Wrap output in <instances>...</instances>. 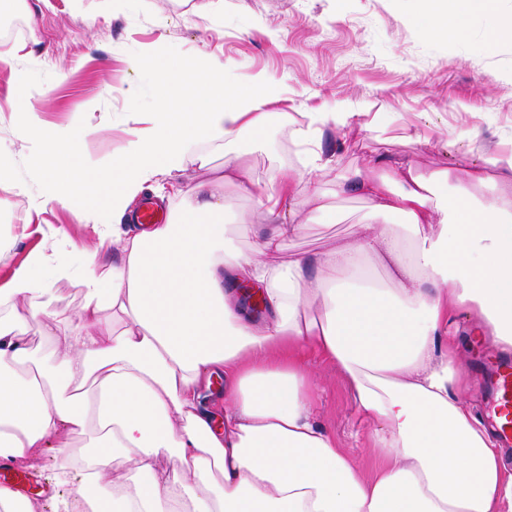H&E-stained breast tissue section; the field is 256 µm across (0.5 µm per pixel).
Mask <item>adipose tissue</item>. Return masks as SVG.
Here are the masks:
<instances>
[{
    "label": "adipose tissue",
    "instance_id": "obj_1",
    "mask_svg": "<svg viewBox=\"0 0 512 512\" xmlns=\"http://www.w3.org/2000/svg\"><path fill=\"white\" fill-rule=\"evenodd\" d=\"M416 2L426 34L444 38L491 0ZM156 57L148 49L138 61L158 74L153 110L123 156L102 166L80 154L84 113L46 129L40 93L19 84L47 188L29 208L80 195L111 211L99 233L116 256H89L76 272L36 252L0 286V458L33 468L56 449L50 502L0 485V512H512V470L459 387L468 346L446 339L467 311L470 344L512 348V141L460 176L368 159L336 188L368 202L369 223L327 253L275 263L285 239L336 217L317 186L336 160L322 133L352 127L355 115L309 112L293 126L302 168L270 181L194 155L254 198L258 219L225 223L224 197L206 180L189 188L177 219L132 232L122 224L130 199L180 170L191 144L259 136L280 119L266 109L268 80L242 90L219 58L160 66ZM385 216L401 217L403 231ZM378 249L394 266L387 286L368 284L360 266ZM74 276L76 320L55 309L56 283ZM247 283L264 288V320L238 305ZM43 326L52 348L33 376L21 367L26 336ZM306 350L348 378L381 458L371 475L315 420ZM215 373L224 377L218 428L201 393Z\"/></svg>",
    "mask_w": 512,
    "mask_h": 512
}]
</instances>
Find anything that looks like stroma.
I'll use <instances>...</instances> for the list:
<instances>
[{"mask_svg":"<svg viewBox=\"0 0 512 512\" xmlns=\"http://www.w3.org/2000/svg\"><path fill=\"white\" fill-rule=\"evenodd\" d=\"M19 9L25 30L17 41L30 52L15 69L0 67V149L11 158V177L0 183V237L14 241L0 259V285L36 249L76 268L94 252L100 260L112 258L93 225L74 219L87 205L82 196L50 204L24 224L26 198L41 195L43 185L22 116L13 110L22 78L42 91L48 127L67 126L73 113H86L83 151L117 158L157 95L154 74L137 65L145 45H158L167 59L216 55L232 61L243 88L266 74L278 85L269 109L282 121L262 138L245 133L224 147L263 182L300 165L290 122L326 108L389 115L385 134L358 126L325 130L323 146L337 152L344 170L374 155L422 171L458 168L512 136V38L495 36L481 14L469 18L462 35L433 39L412 17L411 0H224L220 11L209 0H128L121 8L113 0H21ZM19 180L27 196L15 193ZM335 204L334 223L309 225L285 241L274 262L322 254L352 239L366 203L337 197ZM481 358L461 362L459 375L483 417L492 389ZM306 363L315 377L317 421L370 472L379 463L372 428L361 422L346 378L325 359L310 356Z\"/></svg>","mask_w":512,"mask_h":512,"instance_id":"35a3bbf8","label":"stroma"}]
</instances>
